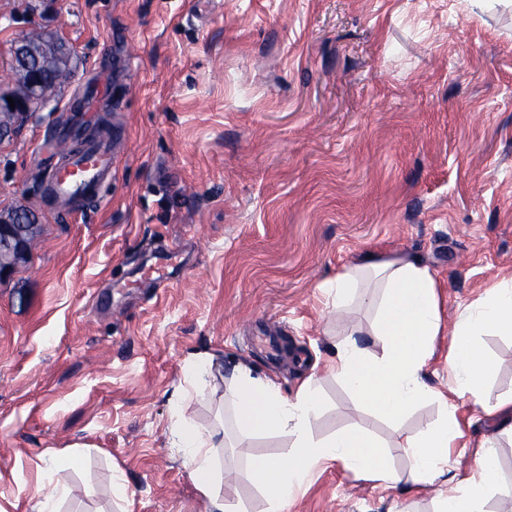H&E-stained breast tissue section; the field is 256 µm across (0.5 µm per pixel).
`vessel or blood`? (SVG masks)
<instances>
[{
  "label": "vessel or blood",
  "mask_w": 512,
  "mask_h": 512,
  "mask_svg": "<svg viewBox=\"0 0 512 512\" xmlns=\"http://www.w3.org/2000/svg\"><path fill=\"white\" fill-rule=\"evenodd\" d=\"M114 152L109 139L97 140L81 151L67 154L50 171L46 183L58 200L90 196L101 182L111 179Z\"/></svg>",
  "instance_id": "b4317fda"
}]
</instances>
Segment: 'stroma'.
I'll return each instance as SVG.
<instances>
[{
  "mask_svg": "<svg viewBox=\"0 0 512 512\" xmlns=\"http://www.w3.org/2000/svg\"><path fill=\"white\" fill-rule=\"evenodd\" d=\"M32 31L71 48L73 75L0 135V212L39 218L0 279V512H32L41 488L49 512H214L172 427L227 422L239 364L288 398L315 375L314 435L360 424L406 476L403 442L439 407L356 411L330 365L346 339L373 345L375 311L358 296L336 319L326 284L369 254L420 257L445 329L425 379L445 388L452 329L512 278V0H0V89ZM92 134L111 135L116 174L60 205L48 147ZM476 345L491 403L512 390V338ZM199 352L215 367L193 382ZM464 412L453 472L492 439L488 507L512 512V438ZM291 443L232 438L218 496L264 512L247 459ZM444 490L328 462L288 512H435Z\"/></svg>",
  "mask_w": 512,
  "mask_h": 512,
  "instance_id": "obj_1",
  "label": "stroma"
}]
</instances>
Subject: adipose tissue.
<instances>
[{
  "instance_id": "1",
  "label": "adipose tissue",
  "mask_w": 512,
  "mask_h": 512,
  "mask_svg": "<svg viewBox=\"0 0 512 512\" xmlns=\"http://www.w3.org/2000/svg\"><path fill=\"white\" fill-rule=\"evenodd\" d=\"M330 288L340 316L346 314L357 291L381 296L373 331L380 354H372L351 339L337 347L332 363L337 378L350 389L357 409L374 411L392 421L432 400L444 411L435 426L407 442L414 484L427 485L447 473L452 451L465 437L462 401L482 405L497 419L500 433L512 436V392L486 403L484 386L495 366L473 342L481 335L512 336V280L492 289L480 308L456 325L448 357L451 387L446 393L423 377L442 323L439 285L418 257L371 256L355 270L337 275ZM226 397L242 436L286 435L292 439L288 454L249 461L252 481L266 500L265 512H285L310 472L327 461L339 462L345 470L380 485L400 480L382 444L362 426H345L331 436L315 437L312 420L322 399L314 378L305 379L294 397L287 398L274 382L253 376L250 369L241 366L232 375ZM173 436V445L186 458L197 490L214 500L217 512H248L244 504L230 508L217 499L214 462L217 448L224 445L217 432L186 423L177 426ZM498 482L496 454L485 449L476 460L474 473L458 481L452 494L442 496L439 512H489L488 493Z\"/></svg>"
}]
</instances>
